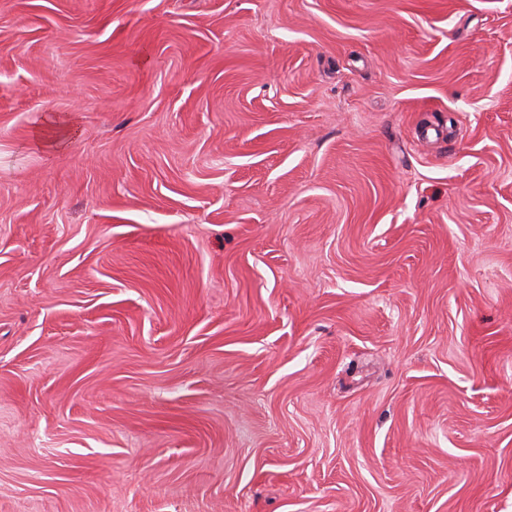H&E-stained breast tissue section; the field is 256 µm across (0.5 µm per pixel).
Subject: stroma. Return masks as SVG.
<instances>
[{
    "mask_svg": "<svg viewBox=\"0 0 512 512\" xmlns=\"http://www.w3.org/2000/svg\"><path fill=\"white\" fill-rule=\"evenodd\" d=\"M0 512H512V0H0Z\"/></svg>",
    "mask_w": 512,
    "mask_h": 512,
    "instance_id": "35a3bbf8",
    "label": "stroma"
}]
</instances>
